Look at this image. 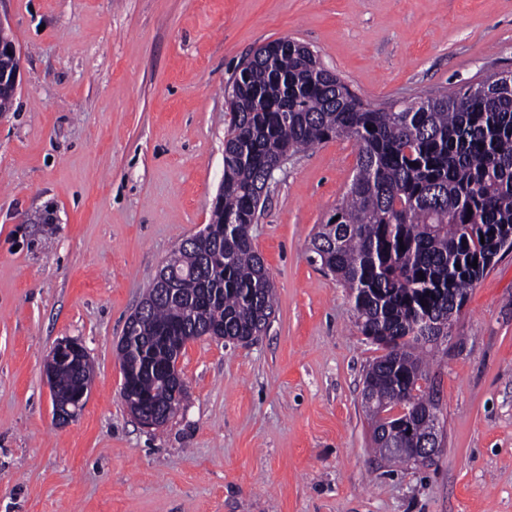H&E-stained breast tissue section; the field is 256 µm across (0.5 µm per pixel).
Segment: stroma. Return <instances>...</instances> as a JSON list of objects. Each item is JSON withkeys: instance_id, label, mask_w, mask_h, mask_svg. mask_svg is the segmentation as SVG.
<instances>
[{"instance_id": "35a3bbf8", "label": "stroma", "mask_w": 512, "mask_h": 512, "mask_svg": "<svg viewBox=\"0 0 512 512\" xmlns=\"http://www.w3.org/2000/svg\"><path fill=\"white\" fill-rule=\"evenodd\" d=\"M19 52L0 112V512H512V254L470 291L429 368L445 445L371 450L365 371L383 353L309 242L348 189L340 137L274 174L250 228L277 308L255 340H192L179 412L143 429L117 342L224 182L225 97L278 39L386 106L512 71V0H0ZM53 211L55 223L38 216ZM94 366L57 425L62 338Z\"/></svg>"}]
</instances>
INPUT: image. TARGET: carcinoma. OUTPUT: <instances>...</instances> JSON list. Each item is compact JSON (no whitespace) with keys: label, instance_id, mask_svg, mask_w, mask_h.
I'll return each mask as SVG.
<instances>
[{"label":"carcinoma","instance_id":"carcinoma-1","mask_svg":"<svg viewBox=\"0 0 512 512\" xmlns=\"http://www.w3.org/2000/svg\"><path fill=\"white\" fill-rule=\"evenodd\" d=\"M227 109L222 203L207 238L184 240L167 260L174 295L139 304L136 325L121 336L122 368L173 412L179 402L147 372L168 356L159 337L196 339L207 327L228 342L260 335L275 312V289L248 230L269 174L287 152L352 138L356 172L336 206L339 219L320 225L311 246L349 290L361 333L386 350L366 369L362 404L367 413L408 409L373 442L381 457L400 461L387 449L406 447L412 425L431 429L439 411L421 389L423 354L448 337L455 303L512 242V74L373 107L308 47L276 40L240 70Z\"/></svg>","mask_w":512,"mask_h":512}]
</instances>
